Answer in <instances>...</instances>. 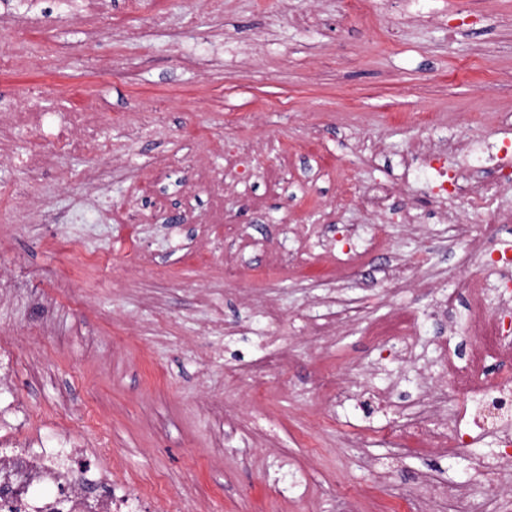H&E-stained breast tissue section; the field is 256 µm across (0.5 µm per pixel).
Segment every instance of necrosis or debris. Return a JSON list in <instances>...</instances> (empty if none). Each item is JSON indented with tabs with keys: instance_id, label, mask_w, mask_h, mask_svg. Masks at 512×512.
I'll use <instances>...</instances> for the list:
<instances>
[{
	"instance_id": "1",
	"label": "necrosis or debris",
	"mask_w": 512,
	"mask_h": 512,
	"mask_svg": "<svg viewBox=\"0 0 512 512\" xmlns=\"http://www.w3.org/2000/svg\"><path fill=\"white\" fill-rule=\"evenodd\" d=\"M38 91H31L30 101L21 109L8 106L0 109V126L18 125L33 132L32 145L20 165L31 174H39L50 163L42 143H51L60 154H87L108 157L112 144L99 134L98 117L89 112L81 97H73L65 115L35 111L32 103ZM475 133L449 143L447 148L422 145L408 154L404 170L410 175H422L432 187L433 203L448 196L464 198L479 224L448 215V235L456 240L477 238L478 254L495 255V264L502 281L499 296L503 306L512 308V252L496 247V231L512 224V211L493 206L492 200L501 188L512 185V162L496 168L493 177L472 169L458 176L444 163L446 153H474ZM101 215L104 233H116L132 251H139L143 231L139 224H113L111 212L106 211L103 199H90L81 194L72 202L73 218L82 221L88 211ZM466 321L480 338L466 364L455 358H445L443 374L463 395L458 409L468 402L481 405L484 428L496 434L502 447L497 464L485 473L487 483H500L512 474V328L505 320L488 312L485 298L478 288H471L464 303ZM418 315L402 309L390 316L368 324L364 333L374 344L399 343L410 345L417 331ZM399 448H434L441 453L454 452L469 444L468 433L448 413V390L441 385L420 391L409 413L399 420L388 435ZM477 491L461 487L446 492L428 485L425 493L417 494L396 488L395 502L406 503L410 512H473L471 502ZM153 498L151 492L125 484L104 461L99 449L78 447L64 433L41 439L39 447L0 448V512H148Z\"/></svg>"
}]
</instances>
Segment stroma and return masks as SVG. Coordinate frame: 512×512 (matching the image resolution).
Instances as JSON below:
<instances>
[{
  "label": "stroma",
  "instance_id": "1",
  "mask_svg": "<svg viewBox=\"0 0 512 512\" xmlns=\"http://www.w3.org/2000/svg\"><path fill=\"white\" fill-rule=\"evenodd\" d=\"M84 2L0 5L15 15L0 25V52L28 59L0 72L1 103H23L36 86L39 107L62 113L67 86L79 83L94 111L130 123L111 158L63 154L37 182L0 161V272L12 282L0 344L17 347L9 376L29 430L97 440L120 479L188 512H336L341 488L350 512H392L391 488L479 483L499 448L478 430L448 456L357 445L392 426L399 400L438 379L473 333L423 322L405 363L363 329L402 308L424 313L474 273L495 289L498 275L458 269L465 246L436 216L415 228L373 217L340 200L339 186L393 176L400 204L424 207L428 183L401 178L409 146L512 113V0H371L366 21L345 0H224L220 11L208 0H111L93 37L78 21ZM143 112L160 113L158 125L139 128ZM422 112L436 124L417 125ZM89 171L104 175L115 215L145 217L141 256L86 234L70 245L71 196L83 186L60 176ZM211 180L239 236L200 268L176 253L194 225L172 229L167 218L206 213ZM43 196L51 222H29ZM309 227L320 263L300 275L290 258ZM354 228L384 229L385 245L345 288L325 262ZM86 249L105 257L90 276L67 275ZM228 258L240 268L234 282L216 273ZM216 307L219 336L206 329ZM339 315L335 336L314 338L315 324ZM279 351L284 367L268 373L261 397L224 377ZM326 373L363 390L332 402L318 388ZM387 385L393 403L377 404L374 390Z\"/></svg>",
  "mask_w": 512,
  "mask_h": 512
}]
</instances>
